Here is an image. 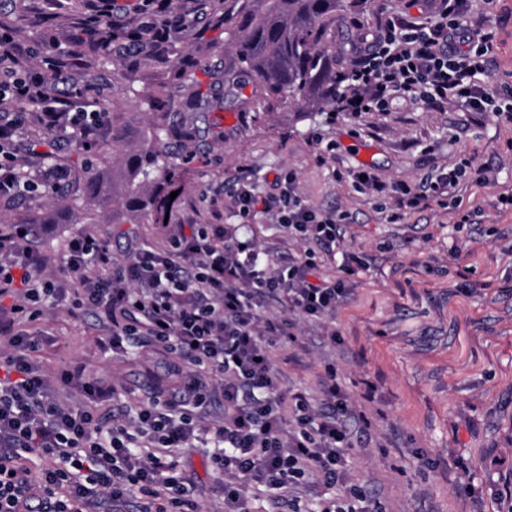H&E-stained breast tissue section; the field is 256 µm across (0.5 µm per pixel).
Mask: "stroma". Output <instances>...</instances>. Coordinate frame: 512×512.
<instances>
[{
  "instance_id": "obj_1",
  "label": "stroma",
  "mask_w": 512,
  "mask_h": 512,
  "mask_svg": "<svg viewBox=\"0 0 512 512\" xmlns=\"http://www.w3.org/2000/svg\"><path fill=\"white\" fill-rule=\"evenodd\" d=\"M70 4L0 0V22L14 23V45L41 66L46 57L70 54L82 34L85 16ZM433 9V0H373L363 14L345 15L340 28L362 36L380 11L398 10L414 21ZM467 23L496 28L489 86H512V0H475ZM177 46L203 69L235 65L231 46L202 8ZM161 73L80 56L70 77L76 86L112 82L123 138L135 145L153 119L146 99ZM250 96L246 89L226 97L223 139L205 132L195 143L206 162L188 177L173 222L212 223V207L228 201L236 179L266 193L275 175L288 172L305 200L345 214L337 257L324 261L322 272L336 277L345 254L361 257L367 268L329 325L299 324L297 345L273 361L276 385L315 401L320 375L335 367L351 400L352 429L375 441L351 450L355 478L378 493L385 512H512V209L498 202L512 189V123L488 112H435L398 100L388 112L333 120L283 106L257 124ZM465 156L488 168L489 182L467 177L453 205L430 201L398 224L381 213L380 199L357 193L347 177L367 166L384 182L416 184ZM97 172L98 192L84 209L49 200L39 209L38 244L52 262L78 233L111 241L115 257H123V227L109 221L123 166L107 150ZM463 213L468 223H459ZM463 283L470 293L460 292ZM42 326L47 373L78 363L87 378L130 399L167 359L161 349L103 354L105 331L90 315L57 309ZM328 326L336 338L325 336ZM181 462L196 485L197 512H224L203 449H184Z\"/></svg>"
}]
</instances>
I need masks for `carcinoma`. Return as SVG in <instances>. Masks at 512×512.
I'll use <instances>...</instances> for the list:
<instances>
[{
	"mask_svg": "<svg viewBox=\"0 0 512 512\" xmlns=\"http://www.w3.org/2000/svg\"><path fill=\"white\" fill-rule=\"evenodd\" d=\"M371 0H210L215 24L236 54V67L224 72V84L241 78L253 82L251 101L264 103L253 115L262 122L280 105L310 115L328 112L336 104L344 64L336 49V23L349 13H362ZM91 56L104 58L109 44L97 35L82 43ZM172 55L167 76L157 81L147 98L154 121L147 137L134 148L124 145L118 134L120 115L112 113V155L124 161L126 186L120 203L130 224L147 218L164 223L179 198H170L186 184L189 164L194 157L176 159L172 147L192 142L199 132L197 117L176 111L172 86L183 101L200 106L208 103L212 85L219 82L213 73L198 76L199 68L190 56L168 44L160 52L150 51L123 62L153 67ZM101 112H108L110 88L99 84L90 88Z\"/></svg>",
	"mask_w": 512,
	"mask_h": 512,
	"instance_id": "obj_1",
	"label": "carcinoma"
}]
</instances>
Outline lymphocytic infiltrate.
Segmentation results:
<instances>
[{
  "mask_svg": "<svg viewBox=\"0 0 512 512\" xmlns=\"http://www.w3.org/2000/svg\"><path fill=\"white\" fill-rule=\"evenodd\" d=\"M472 2L438 0L424 22L382 18L346 67L337 111L383 112L402 99L511 122L512 90L493 94L483 81L496 33L469 30ZM66 68L54 57L41 71L0 66L1 199H34L69 180L62 166L21 176V147L89 146L105 134L104 113L48 92V85L66 83ZM470 168L487 181L486 169L467 158L416 185L385 184L365 168L350 177L358 193L389 200L387 219L396 224L423 202L452 194ZM274 183L276 193L263 194L238 180L230 204L236 223L177 225L162 250L126 231L132 245L121 262L101 241L74 235L57 276L45 273L34 225L0 231V512H98L106 503L112 512H184L193 488L180 461L186 448L205 449L224 512H252L262 494L269 512H309L296 494L302 487L319 497L320 512H383L353 477L350 450L369 438L348 427V398L334 367L325 368L316 403L273 382V356L295 342L298 320L332 318L364 266L351 257L336 278H325L318 261L335 258L342 216L305 201L294 176H275ZM260 214L298 238L303 254L260 246L252 223ZM57 307L95 315L107 331L103 352L165 349L162 381H150L145 395L104 419L103 407L117 399L113 388L86 380L78 365L49 379L38 361V323ZM70 388L79 402L60 400L59 391ZM219 398L224 413L217 417ZM33 455L50 467L33 472Z\"/></svg>",
  "mask_w": 512,
  "mask_h": 512,
  "instance_id": "1",
  "label": "lymphocytic infiltrate"
}]
</instances>
